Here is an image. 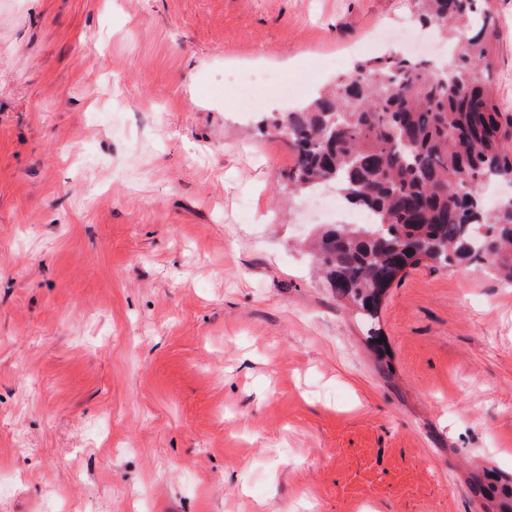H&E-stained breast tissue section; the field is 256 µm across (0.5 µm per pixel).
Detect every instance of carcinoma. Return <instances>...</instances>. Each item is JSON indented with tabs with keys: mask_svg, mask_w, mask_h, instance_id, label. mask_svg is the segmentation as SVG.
Masks as SVG:
<instances>
[{
	"mask_svg": "<svg viewBox=\"0 0 512 512\" xmlns=\"http://www.w3.org/2000/svg\"><path fill=\"white\" fill-rule=\"evenodd\" d=\"M413 0L419 21L449 41L440 69L397 54L356 64L296 112L271 116L295 153L300 192L336 185L367 224H332L311 254L323 278L374 320L383 296L408 269L467 260L512 283V201L488 212L487 181L512 183V114L499 111L495 12L483 0ZM500 479L470 478L475 497Z\"/></svg>",
	"mask_w": 512,
	"mask_h": 512,
	"instance_id": "1",
	"label": "carcinoma"
}]
</instances>
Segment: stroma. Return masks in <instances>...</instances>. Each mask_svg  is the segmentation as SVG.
I'll return each instance as SVG.
<instances>
[{
  "instance_id": "35a3bbf8",
  "label": "stroma",
  "mask_w": 512,
  "mask_h": 512,
  "mask_svg": "<svg viewBox=\"0 0 512 512\" xmlns=\"http://www.w3.org/2000/svg\"><path fill=\"white\" fill-rule=\"evenodd\" d=\"M413 12L0 0V512H482L469 476L512 479V286L420 266L366 322L300 245L350 216L264 127ZM273 74L309 81L236 89Z\"/></svg>"
}]
</instances>
